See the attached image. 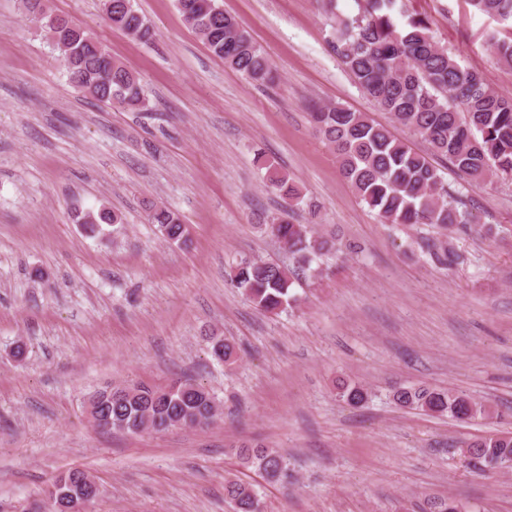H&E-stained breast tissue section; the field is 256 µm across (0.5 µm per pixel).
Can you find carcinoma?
<instances>
[{
    "label": "carcinoma",
    "instance_id": "carcinoma-1",
    "mask_svg": "<svg viewBox=\"0 0 512 512\" xmlns=\"http://www.w3.org/2000/svg\"><path fill=\"white\" fill-rule=\"evenodd\" d=\"M354 16L335 14L328 44L353 81L387 115L380 123L363 112L340 105H323L310 113L322 141L336 157L343 177L359 199L377 211L384 224H428L444 237L455 226L469 223L448 192L443 175L427 156L415 151L391 131L395 125L424 139L432 155L446 160L457 172L474 181L512 178V95L490 87L482 74L460 65L431 32L428 20L408 14L402 0H355ZM471 7L498 21L512 22V0H468ZM184 20L202 37L208 50L224 65L257 85L278 79L266 50L235 17L224 12L220 0H176ZM23 9L46 36L62 49L69 80L78 79L83 94L99 103L127 112H141L148 100L137 75L112 58L103 45L69 17L56 14L49 0H23ZM103 19L115 30L147 43L152 30L135 7V0H100ZM495 59L512 67V40L488 35ZM269 185L284 202L300 198L291 179L271 170ZM289 213L274 216L260 228L288 250L294 265L265 260L244 261L231 277L254 308L276 313L296 301L291 287L299 273L318 276L319 258L341 251L339 240L320 235L310 224H295ZM149 220L170 243L185 244L188 229L179 214L164 205L150 206ZM74 221L90 225L94 233L102 224H121L122 215L108 207L81 210ZM422 248L444 267L457 254L443 243L424 242ZM341 398L350 406L366 401L360 385L345 386ZM393 401L402 408L458 421L487 417L492 407L474 401L464 392L430 386L399 387ZM98 427L106 431L138 434L150 429L203 427L213 422V398L189 380L165 386L130 381L95 391L88 400ZM465 457L476 456L494 471L512 468V433H489L462 443ZM239 460L256 469L264 480H288V463L276 450L251 441L229 444ZM225 496L235 512H258L254 488L237 479L224 484ZM421 512H464L454 498L429 497Z\"/></svg>",
    "mask_w": 512,
    "mask_h": 512
}]
</instances>
